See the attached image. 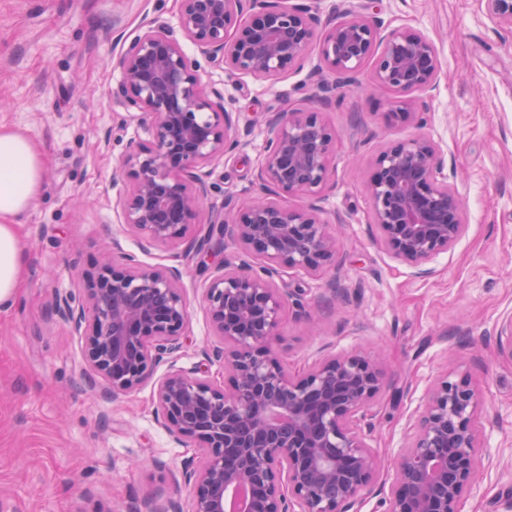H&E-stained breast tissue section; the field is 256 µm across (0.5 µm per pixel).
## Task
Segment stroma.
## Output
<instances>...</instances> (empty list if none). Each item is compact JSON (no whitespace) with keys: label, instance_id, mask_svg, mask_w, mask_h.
<instances>
[{"label":"stroma","instance_id":"35a3bbf8","mask_svg":"<svg viewBox=\"0 0 512 512\" xmlns=\"http://www.w3.org/2000/svg\"><path fill=\"white\" fill-rule=\"evenodd\" d=\"M385 27H411L430 38L441 72L421 123L384 119L392 93L362 69V95L344 94L324 117L336 133L335 172L322 206L343 218L338 251L344 296L324 304L323 280L290 271L285 281L318 326L296 310L285 314L276 344L289 370L331 355L382 354L385 387L368 411V443L377 467L358 512H384L394 464L415 433L429 386L455 366L478 385L482 474L462 512H512V30L498 27L483 0H379ZM181 37L176 0H0V126L29 137L46 159L44 188L22 237L26 286L0 311V512H126L130 502L163 495L187 512L192 487L183 471L195 443H175L155 415V383L106 400L91 390L81 340L52 314L59 295H80L83 271L124 255L178 268L189 303L188 336L178 367L217 383L223 359L205 360L218 341L200 304L232 246L205 264L186 261L182 245L141 252L121 222L113 173L124 141L106 133L144 131L115 103L117 60L146 24ZM204 84L224 94L237 119L243 151L211 166L209 205L195 217L204 234L213 212L255 197V169L269 137L265 114L285 103L312 107L303 86L318 68L310 53L301 69L275 81L231 78L183 39ZM414 135L441 149L463 198L465 229L418 275L381 243L371 224L367 184L380 149Z\"/></svg>","mask_w":512,"mask_h":512}]
</instances>
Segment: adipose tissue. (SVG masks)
<instances>
[{
  "instance_id": "obj_1",
  "label": "adipose tissue",
  "mask_w": 512,
  "mask_h": 512,
  "mask_svg": "<svg viewBox=\"0 0 512 512\" xmlns=\"http://www.w3.org/2000/svg\"><path fill=\"white\" fill-rule=\"evenodd\" d=\"M44 160L17 132L0 130V310L25 283L26 253L19 228L44 184Z\"/></svg>"
}]
</instances>
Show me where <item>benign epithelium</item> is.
I'll return each instance as SVG.
<instances>
[{
	"label": "benign epithelium",
	"mask_w": 512,
	"mask_h": 512,
	"mask_svg": "<svg viewBox=\"0 0 512 512\" xmlns=\"http://www.w3.org/2000/svg\"><path fill=\"white\" fill-rule=\"evenodd\" d=\"M183 34L230 75L270 81L302 65L312 45L334 75L315 77L307 97L317 108L267 113L269 138L255 180L266 197L215 217L220 239L240 247L223 264L203 301L224 343L229 387L175 365L157 381V419L178 443L193 441L199 460L185 470L193 484L190 512H351L372 484L375 456L361 427L383 389L374 358L333 356L290 371L273 342L294 294L279 286L288 270L316 275L336 269V236L321 218L333 172L336 135L323 118L336 93L360 92L357 75L371 67L374 84L393 93L386 120L412 122L428 108L440 60L435 44L409 28L382 29L345 0L322 29L309 8L286 0H177ZM489 15L512 29V0H485ZM114 97L144 126L130 140L119 173L122 224L145 252L189 241L188 259L212 234L189 235L210 195L215 160L243 147L224 95L206 86L198 66L166 27L149 25L119 59ZM371 223L397 258L419 272L462 235L461 203L438 146L423 136L387 145L368 184ZM291 196L288 206L267 196ZM261 259L260 271L249 259ZM177 268L133 256L85 273L82 297H56L54 312L81 338L92 389L106 398L134 391L182 348L189 325ZM483 406L470 376L453 370L428 391L413 440L395 463L386 512H460L480 467L475 419ZM129 512H181L159 497Z\"/></svg>",
	"instance_id": "7a95c632"
}]
</instances>
